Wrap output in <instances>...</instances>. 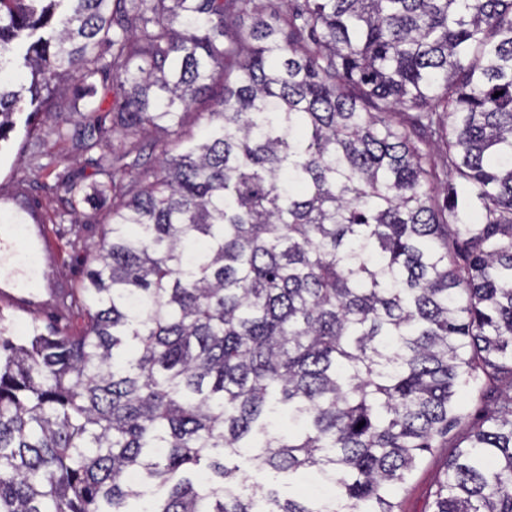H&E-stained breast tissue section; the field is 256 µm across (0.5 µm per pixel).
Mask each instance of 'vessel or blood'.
<instances>
[{"label":"vessel or blood","instance_id":"1","mask_svg":"<svg viewBox=\"0 0 512 512\" xmlns=\"http://www.w3.org/2000/svg\"><path fill=\"white\" fill-rule=\"evenodd\" d=\"M0 306L21 314L51 312L58 323L70 319L59 303L69 291L66 281L50 278L59 254L41 209L25 189L0 198Z\"/></svg>","mask_w":512,"mask_h":512}]
</instances>
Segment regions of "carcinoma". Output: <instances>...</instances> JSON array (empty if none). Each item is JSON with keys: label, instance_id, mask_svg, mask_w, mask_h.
<instances>
[{"label": "carcinoma", "instance_id": "cac0c4a2", "mask_svg": "<svg viewBox=\"0 0 512 512\" xmlns=\"http://www.w3.org/2000/svg\"><path fill=\"white\" fill-rule=\"evenodd\" d=\"M282 2L0 0V139L76 115L46 220L112 199L83 333L0 309V512H402L459 433L432 512H512V0ZM454 448H439L426 453L423 462L404 484L394 489L403 512H430V492L443 477L444 465Z\"/></svg>", "mask_w": 512, "mask_h": 512}]
</instances>
